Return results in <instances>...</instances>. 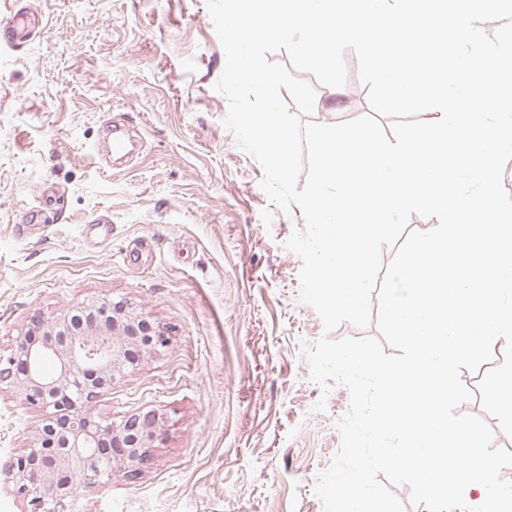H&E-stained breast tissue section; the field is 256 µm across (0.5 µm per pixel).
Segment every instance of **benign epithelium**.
I'll return each instance as SVG.
<instances>
[{"mask_svg": "<svg viewBox=\"0 0 512 512\" xmlns=\"http://www.w3.org/2000/svg\"><path fill=\"white\" fill-rule=\"evenodd\" d=\"M101 305L112 311L110 321L55 341L58 329L78 316L70 309L53 323L37 317L33 326L46 339L36 343L27 333L7 357L0 356V383L28 404L49 410L38 437L5 468L9 475L18 474L17 493L27 500L30 512H62L64 500L79 488L110 482L118 469L136 477L158 439L153 415L133 414L118 424L92 416L104 388L96 377L124 373L129 346L144 357L168 342L159 327L140 333L138 317L123 302L103 300ZM42 354L56 361L53 371L40 370ZM106 439L115 446L111 458L100 452Z\"/></svg>", "mask_w": 512, "mask_h": 512, "instance_id": "obj_1", "label": "benign epithelium"}]
</instances>
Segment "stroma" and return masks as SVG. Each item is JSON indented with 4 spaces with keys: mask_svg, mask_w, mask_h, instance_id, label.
I'll list each match as a JSON object with an SVG mask.
<instances>
[{
    "mask_svg": "<svg viewBox=\"0 0 512 512\" xmlns=\"http://www.w3.org/2000/svg\"><path fill=\"white\" fill-rule=\"evenodd\" d=\"M28 3L40 37L0 45V354L32 315L102 299L169 336L94 407L109 422L156 413L149 463L78 490L67 512H323L313 485L350 397L310 376L303 346L326 333L285 246L302 213L262 219L263 171L223 125L207 0ZM344 59L346 85L316 86L311 121L369 113L354 51ZM113 122L139 145L109 165ZM43 418L0 388V464Z\"/></svg>",
    "mask_w": 512,
    "mask_h": 512,
    "instance_id": "1",
    "label": "stroma"
}]
</instances>
